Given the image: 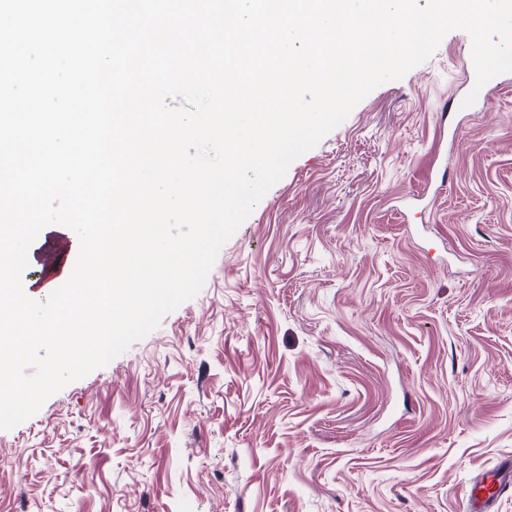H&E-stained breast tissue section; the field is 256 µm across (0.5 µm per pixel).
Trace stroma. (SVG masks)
<instances>
[{
    "instance_id": "obj_1",
    "label": "stroma",
    "mask_w": 512,
    "mask_h": 512,
    "mask_svg": "<svg viewBox=\"0 0 512 512\" xmlns=\"http://www.w3.org/2000/svg\"><path fill=\"white\" fill-rule=\"evenodd\" d=\"M471 38L289 166L202 291L0 431V512H464L512 458V73Z\"/></svg>"
}]
</instances>
